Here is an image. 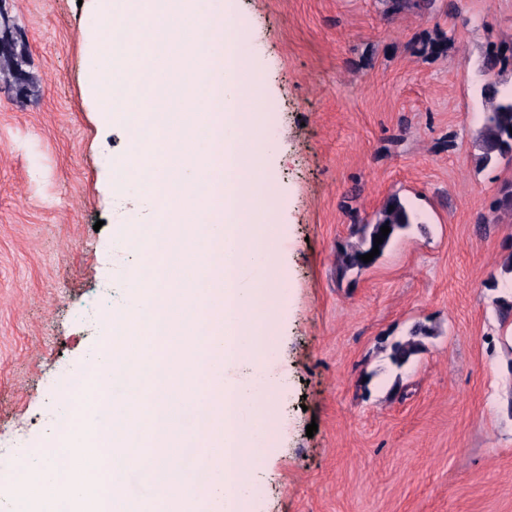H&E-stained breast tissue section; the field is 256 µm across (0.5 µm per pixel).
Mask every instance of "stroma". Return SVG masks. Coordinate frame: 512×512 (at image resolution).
<instances>
[{"label":"stroma","mask_w":512,"mask_h":512,"mask_svg":"<svg viewBox=\"0 0 512 512\" xmlns=\"http://www.w3.org/2000/svg\"><path fill=\"white\" fill-rule=\"evenodd\" d=\"M251 105L268 131L280 301L269 334L276 425L253 512H512V325L492 287L512 255L493 212L512 163L478 161L484 73L512 43V0H236ZM91 0H0V483L35 459L104 339L86 305L122 307L112 192L126 146L85 69ZM423 223L361 274L338 252L390 195ZM432 335L403 368L388 345ZM317 423L314 435L306 427Z\"/></svg>","instance_id":"obj_1"}]
</instances>
